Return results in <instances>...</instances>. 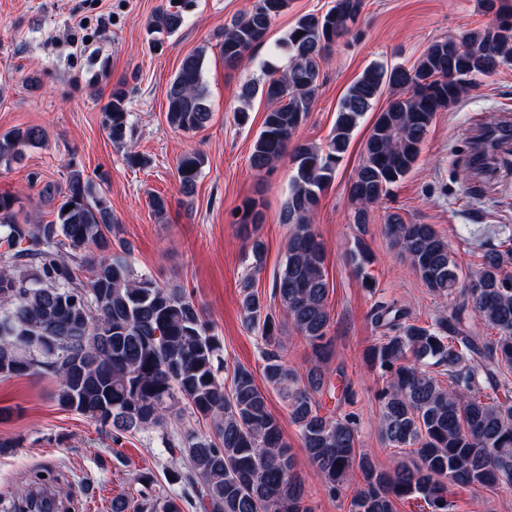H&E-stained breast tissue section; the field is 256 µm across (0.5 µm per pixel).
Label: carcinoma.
Listing matches in <instances>:
<instances>
[{
    "mask_svg": "<svg viewBox=\"0 0 512 512\" xmlns=\"http://www.w3.org/2000/svg\"><path fill=\"white\" fill-rule=\"evenodd\" d=\"M187 3L168 0L147 30L178 32ZM482 3L495 11L496 23L466 33L459 42L465 51L441 39L410 69L368 66L341 99L323 146L291 141L314 106L321 62L337 39L351 33L349 23L363 0H335L323 14L300 17L278 45L285 64L269 67L265 81L240 87L245 104L257 96L271 102L252 145L250 168L262 172L287 154L294 165L281 211L291 233L273 284L279 314L266 306L249 277L241 283V311L247 327L271 346L264 377L285 391L315 475L336 495L360 472L350 512H397L398 502L417 495L431 512H451L450 484L512 486V247L486 248L480 268L461 288L457 260L433 225L387 216V233L422 283L452 298L448 315L428 326L411 321L394 303L378 302L370 311L371 322L383 330L367 353L386 380L381 437L393 448L409 449L394 468L381 469L357 453L354 417L324 416L313 397L325 385L319 363L330 356L325 256L311 223L320 195L359 119L385 91L393 98L372 126L349 186L356 224L365 223L368 206L412 170L436 114L455 106L476 77L512 63V8L497 0ZM287 7L288 0H254L249 11L225 25L224 65L238 68L247 61ZM204 58L202 49L186 55L167 89V120L184 132L204 128L212 117ZM104 110L109 138L125 145L132 129L123 88L112 90ZM44 141L40 127L0 134V164ZM203 164L196 151L179 159L177 176L185 192L194 190ZM104 183L101 176L95 180L73 169L64 182L46 184L45 193L62 200L45 224L17 222L15 198L0 195V377L52 375L59 384L58 405L118 432L161 426L175 400L210 420L212 436L190 432L178 442L163 439L171 457L186 461L185 470L174 475L183 495L147 499L139 512H181L185 495L201 512H311L282 425L253 373L237 366L231 387H225L217 375L220 345L192 299L137 273L126 249L113 251L114 218ZM87 265L90 277L84 282L76 270ZM278 317L294 325L317 359L298 386L297 372L273 350ZM488 330L494 335H483ZM433 367L448 376V386ZM22 504V512L59 509L49 488L30 491Z\"/></svg>",
    "mask_w": 512,
    "mask_h": 512,
    "instance_id": "carcinoma-1",
    "label": "carcinoma"
}]
</instances>
